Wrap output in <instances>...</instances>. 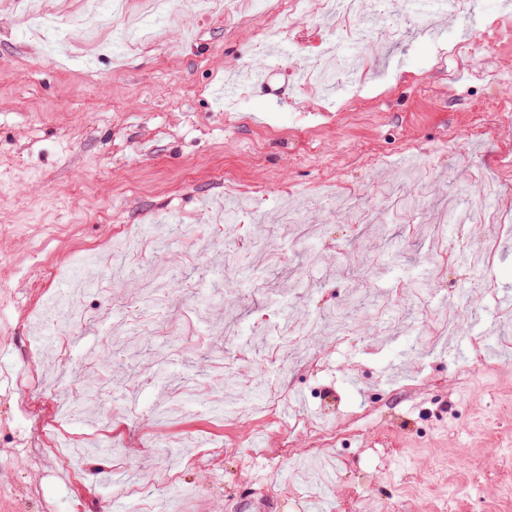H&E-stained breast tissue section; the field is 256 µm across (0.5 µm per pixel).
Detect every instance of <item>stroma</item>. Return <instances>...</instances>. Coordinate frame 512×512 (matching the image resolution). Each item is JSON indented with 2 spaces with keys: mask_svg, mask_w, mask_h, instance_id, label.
Returning <instances> with one entry per match:
<instances>
[{
  "mask_svg": "<svg viewBox=\"0 0 512 512\" xmlns=\"http://www.w3.org/2000/svg\"><path fill=\"white\" fill-rule=\"evenodd\" d=\"M471 4L451 19L366 0L370 70L310 99L295 66L325 48L332 19H309L310 43L286 54L275 18L260 47L177 0L191 38L164 27L122 63L94 56L90 77L80 60L46 58L17 0H0V512H226L254 486L271 512H426L437 498L512 512V233L468 225L471 249L497 245L474 267L456 225L436 222L483 207L481 186L512 212L499 169L512 113L493 114L505 88L475 78L477 58L448 75L449 42L512 16ZM244 67L274 78L239 87ZM227 173L255 201L220 230ZM344 187L376 223L336 213ZM289 193L305 233L277 221ZM124 231L139 240L133 264L99 272L86 322L51 356L48 306L79 258ZM155 276L166 333L108 335L115 298L140 300ZM285 315L318 323L321 368L284 346ZM274 355L292 372L275 414L258 398L248 415L183 398L222 379L271 386ZM300 419L328 429V445L295 431ZM281 447L291 455L269 471L260 455Z\"/></svg>",
  "mask_w": 512,
  "mask_h": 512,
  "instance_id": "1",
  "label": "stroma"
}]
</instances>
